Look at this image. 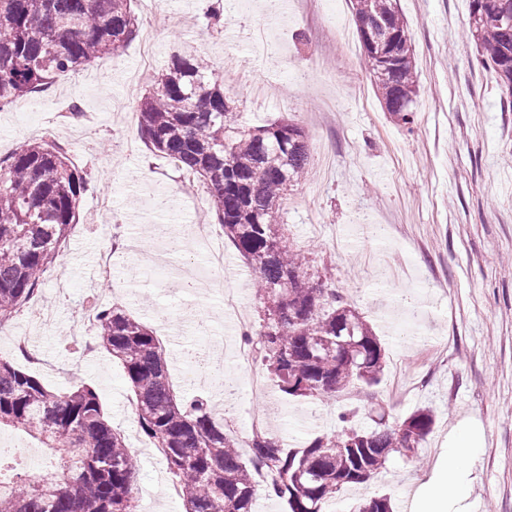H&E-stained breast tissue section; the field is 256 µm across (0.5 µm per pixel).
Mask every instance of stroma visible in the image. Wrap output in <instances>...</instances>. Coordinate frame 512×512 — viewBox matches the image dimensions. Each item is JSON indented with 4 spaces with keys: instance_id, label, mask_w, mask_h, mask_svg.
<instances>
[{
    "instance_id": "1",
    "label": "stroma",
    "mask_w": 512,
    "mask_h": 512,
    "mask_svg": "<svg viewBox=\"0 0 512 512\" xmlns=\"http://www.w3.org/2000/svg\"><path fill=\"white\" fill-rule=\"evenodd\" d=\"M265 16L263 0H231L211 19L213 0H160L169 18L153 46L157 70L195 48L212 67L241 125L297 119L309 145V174L289 190L280 213L309 269L363 313L385 350L378 386L312 403L269 386L261 402L267 432L299 448L341 428L353 411L367 427L373 403L396 423L419 408L435 424L418 459L389 457L374 480L342 489L336 512H354L374 496L411 503L448 455L455 430L478 436L462 481L466 498L448 512H512V112L501 88L466 38L468 0H399L415 48L419 93L415 123L385 112L371 81L349 0H287ZM141 42L84 71L56 77L44 90L0 109V157L33 139L62 146L90 174L80 220L50 267L37 298L0 329V358L20 356L11 336L29 337L42 359L31 365L64 393L92 385L105 414L135 453L138 512H185L168 497L166 464L142 434L135 395L119 361L103 349L84 357L96 330L91 302L126 310L156 335L194 323L169 360L178 400L204 398L222 408L215 387L196 389L181 376L189 352L218 354L226 382L246 380L235 362L239 331H226L209 293L188 295L146 275L157 224L214 223L208 195L181 192L187 173L151 151L137 130V105L150 90L135 85ZM78 105L82 116L68 109ZM112 209L96 223L101 195ZM116 242L124 262L112 280L97 275L98 257Z\"/></svg>"
}]
</instances>
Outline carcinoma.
<instances>
[{"instance_id":"carcinoma-1","label":"carcinoma","mask_w":512,"mask_h":512,"mask_svg":"<svg viewBox=\"0 0 512 512\" xmlns=\"http://www.w3.org/2000/svg\"><path fill=\"white\" fill-rule=\"evenodd\" d=\"M131 0H0V108L39 91L77 67L119 54L139 34ZM498 0H469L466 37L496 81L512 87V24ZM358 32L385 110L415 123V50L396 0H353ZM200 56H173L159 86L137 106L145 144L196 177L216 221L253 269L264 308L255 333L258 358L288 396L323 400L351 387L376 385L384 350L365 317L322 287L307 260L288 245L278 215L288 188L308 171L304 129L294 121L245 128ZM91 187L60 146L25 144L0 159V327L30 301L62 256ZM99 345L120 361L136 398L143 434L160 449L186 512H252L253 471L272 474L270 495L288 512H324L346 486L362 484L389 455L416 457L434 417L418 409L389 427H348L285 449L267 434L250 440L244 459L208 401H177L159 338L114 308L95 312ZM35 439L62 462L58 476L34 477L20 493L0 455V512H135V454L105 419L89 385L53 393L34 373L0 359V427ZM359 512H392L385 496Z\"/></svg>"}]
</instances>
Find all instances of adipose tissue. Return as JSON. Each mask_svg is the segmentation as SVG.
<instances>
[{"label":"adipose tissue","instance_id":"1","mask_svg":"<svg viewBox=\"0 0 512 512\" xmlns=\"http://www.w3.org/2000/svg\"><path fill=\"white\" fill-rule=\"evenodd\" d=\"M476 439L473 435H458L448 447V458L436 477L419 486L414 493L418 512H446L450 500L465 496L466 489L459 479L460 471L475 453Z\"/></svg>","mask_w":512,"mask_h":512}]
</instances>
